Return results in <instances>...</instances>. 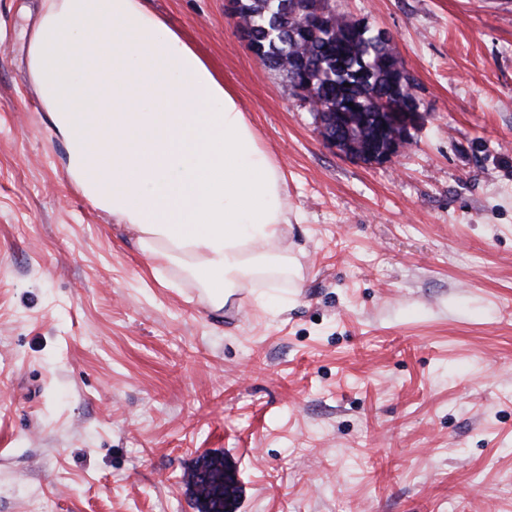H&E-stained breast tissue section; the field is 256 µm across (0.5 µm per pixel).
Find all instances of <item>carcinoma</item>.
<instances>
[{
	"instance_id": "obj_1",
	"label": "carcinoma",
	"mask_w": 512,
	"mask_h": 512,
	"mask_svg": "<svg viewBox=\"0 0 512 512\" xmlns=\"http://www.w3.org/2000/svg\"><path fill=\"white\" fill-rule=\"evenodd\" d=\"M250 34L249 48L262 65L283 72L298 61L300 82L313 86L317 112H358L356 125L370 134L379 112L403 111L402 98L418 85L392 38L331 7L329 0H233ZM200 512L216 506L218 488L194 492Z\"/></svg>"
}]
</instances>
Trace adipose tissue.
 Segmentation results:
<instances>
[{
	"label": "adipose tissue",
	"mask_w": 512,
	"mask_h": 512,
	"mask_svg": "<svg viewBox=\"0 0 512 512\" xmlns=\"http://www.w3.org/2000/svg\"><path fill=\"white\" fill-rule=\"evenodd\" d=\"M28 57L62 169L158 267L216 311L293 272L274 157L147 0H41Z\"/></svg>",
	"instance_id": "1"
}]
</instances>
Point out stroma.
Here are the masks:
<instances>
[{
	"label": "stroma",
	"instance_id": "stroma-1",
	"mask_svg": "<svg viewBox=\"0 0 512 512\" xmlns=\"http://www.w3.org/2000/svg\"><path fill=\"white\" fill-rule=\"evenodd\" d=\"M232 0H149L284 179L296 281L210 310L70 183L0 0V512H512V0H330L387 31L422 119L393 161L326 146ZM200 464H203L200 468L196 469ZM224 458L220 456H211V457H204L200 463L187 474V484L192 489L193 486H196V483L194 482L195 474L199 470L203 469H211L215 472H224ZM192 493L195 496L196 502L201 504L200 512H212L208 510V503L211 504L212 507H215L217 504V496H218V487L214 486H201L197 487L196 492L193 491Z\"/></svg>",
	"mask_w": 512,
	"mask_h": 512
}]
</instances>
